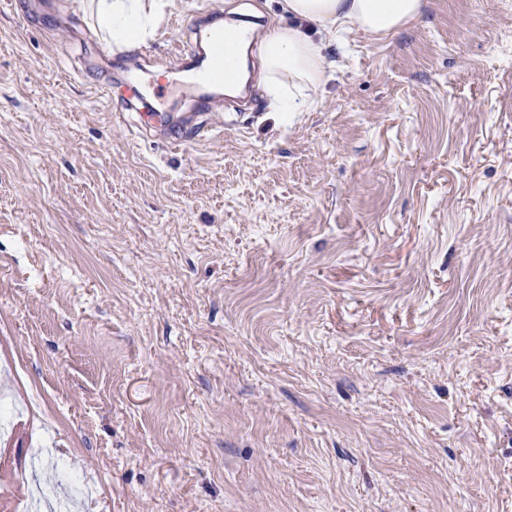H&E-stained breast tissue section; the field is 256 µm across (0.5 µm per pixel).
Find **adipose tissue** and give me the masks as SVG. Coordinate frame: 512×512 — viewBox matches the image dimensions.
<instances>
[{
	"label": "adipose tissue",
	"instance_id": "obj_1",
	"mask_svg": "<svg viewBox=\"0 0 512 512\" xmlns=\"http://www.w3.org/2000/svg\"><path fill=\"white\" fill-rule=\"evenodd\" d=\"M100 28L137 46L157 14L174 0H96ZM291 24L270 28L260 42L262 84L276 112H305L336 67L324 49L351 34L394 35L422 16L423 0H286Z\"/></svg>",
	"mask_w": 512,
	"mask_h": 512
}]
</instances>
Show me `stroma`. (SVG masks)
<instances>
[{
    "label": "stroma",
    "instance_id": "35a3bbf8",
    "mask_svg": "<svg viewBox=\"0 0 512 512\" xmlns=\"http://www.w3.org/2000/svg\"><path fill=\"white\" fill-rule=\"evenodd\" d=\"M0 8V512H512V0H424L274 112L173 150L133 49ZM121 87L124 88V93L121 95L123 100V107L120 112L113 113V123L119 126H126L127 118L123 111L134 105V102L148 105V102L157 97V91L160 90V85L156 87L146 86L142 83L140 78L135 74L128 75Z\"/></svg>",
    "mask_w": 512,
    "mask_h": 512
}]
</instances>
